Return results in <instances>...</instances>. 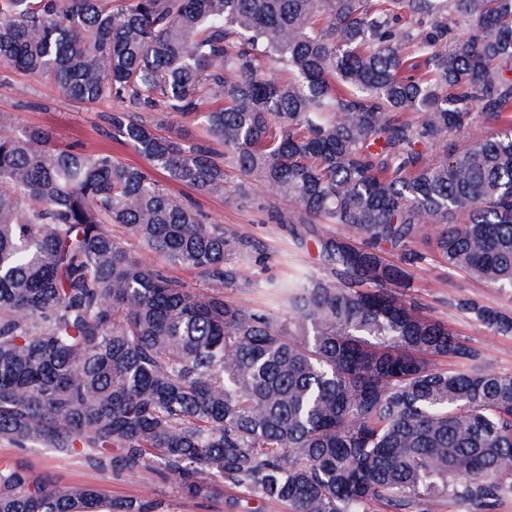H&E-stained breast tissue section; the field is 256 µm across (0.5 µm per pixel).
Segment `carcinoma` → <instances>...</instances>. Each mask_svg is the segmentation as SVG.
<instances>
[{
  "instance_id": "1",
  "label": "carcinoma",
  "mask_w": 512,
  "mask_h": 512,
  "mask_svg": "<svg viewBox=\"0 0 512 512\" xmlns=\"http://www.w3.org/2000/svg\"><path fill=\"white\" fill-rule=\"evenodd\" d=\"M0 64L116 102L103 133L148 163L0 125L1 440L288 512L512 498V373L409 294L421 242L512 289V0H0ZM228 163L326 271L277 310L224 298L250 243L153 177L222 195ZM0 512L172 510L1 459Z\"/></svg>"
}]
</instances>
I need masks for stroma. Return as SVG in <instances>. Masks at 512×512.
<instances>
[{
  "instance_id": "35a3bbf8",
  "label": "stroma",
  "mask_w": 512,
  "mask_h": 512,
  "mask_svg": "<svg viewBox=\"0 0 512 512\" xmlns=\"http://www.w3.org/2000/svg\"><path fill=\"white\" fill-rule=\"evenodd\" d=\"M112 109L109 102L66 101L59 96L51 78H36L0 65V120L19 129L40 126L60 142L78 141L86 150H105L121 162L143 165V158L131 147L102 135L100 116ZM187 194L203 214L246 236L253 246L254 259L244 264L238 283L225 289L227 299L265 309L272 303L266 289L269 281L287 278L298 269L322 275L315 248L296 247L289 225L274 223L261 208L266 194L261 186H251L245 196L233 191L223 195L205 194L192 188ZM413 292L430 314L448 322L463 338L482 350L487 369L512 372V336L492 335L448 306L449 297L465 295L479 303L512 311V290L490 288L472 282L461 273L446 274L429 261L415 268ZM6 457L20 458L35 475L52 476L64 487L88 485L112 499L159 497L175 504L176 512H288L286 506L259 501L243 489L230 486L225 487L224 495L236 501L235 510H227L224 502L188 501L179 496L174 478L168 475L148 473L131 477L99 472L73 458L34 451L21 454L12 445L0 441V458Z\"/></svg>"
}]
</instances>
